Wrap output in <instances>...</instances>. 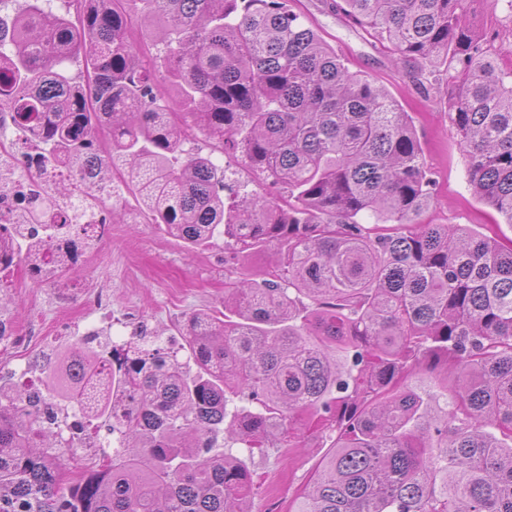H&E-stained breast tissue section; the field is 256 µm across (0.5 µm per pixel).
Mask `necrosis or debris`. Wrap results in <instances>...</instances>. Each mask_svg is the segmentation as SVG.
Listing matches in <instances>:
<instances>
[{"instance_id": "obj_1", "label": "necrosis or debris", "mask_w": 512, "mask_h": 512, "mask_svg": "<svg viewBox=\"0 0 512 512\" xmlns=\"http://www.w3.org/2000/svg\"><path fill=\"white\" fill-rule=\"evenodd\" d=\"M47 153L40 136L18 128L11 112L0 113V236L16 243L28 239L25 200L39 196L53 202L59 240L85 245L101 237L111 186L92 185L86 167L75 158L50 161ZM63 180L69 191L59 197L54 187Z\"/></svg>"}]
</instances>
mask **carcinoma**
<instances>
[{"instance_id":"obj_1","label":"carcinoma","mask_w":512,"mask_h":512,"mask_svg":"<svg viewBox=\"0 0 512 512\" xmlns=\"http://www.w3.org/2000/svg\"><path fill=\"white\" fill-rule=\"evenodd\" d=\"M42 2L0 16V107L54 152H94L107 127L95 175L121 160L155 223L280 258L225 282L223 317L188 319L185 361L142 336L121 356L73 350L43 391L0 386V512H252L253 481L219 439L261 451L301 418L336 439L291 512H512V244L424 221L436 181L398 102L288 0H140L159 75L124 0H73L74 21ZM466 3L335 7L400 65L454 62L449 115L474 194L512 224V67L492 50L512 28L463 26ZM187 122L288 199H236L224 169L183 153ZM31 249L39 277L79 257ZM61 402L117 441L66 488L83 438L65 435Z\"/></svg>"}]
</instances>
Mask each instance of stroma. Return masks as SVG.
I'll list each match as a JSON object with an SVG mask.
<instances>
[{
  "label": "stroma",
  "mask_w": 512,
  "mask_h": 512,
  "mask_svg": "<svg viewBox=\"0 0 512 512\" xmlns=\"http://www.w3.org/2000/svg\"><path fill=\"white\" fill-rule=\"evenodd\" d=\"M289 4L352 70L375 78L411 116L426 165L438 183L429 220L462 224L501 242L512 240V224L494 223L489 206L468 182L465 159L448 118L445 80L418 84L410 67L396 64L377 39L337 13L331 0H289ZM183 148L211 157L240 191L259 188L277 199L286 194L284 185L259 183L240 158L222 154L204 135L185 141ZM125 171L121 165L105 174L112 182L117 218L108 220L106 233L64 278L35 280L23 263L7 273V302L0 318L26 333L0 341V384L16 385L14 371L19 367L27 369L34 383H42L47 367L64 353L85 346L91 329L97 331L98 343L116 347L144 335L158 336L179 346L180 358H187L181 347L184 322L195 313L223 311L224 283L240 270L258 274L274 263L270 248L231 258L220 236L200 247L188 246L164 225L153 223L124 180ZM330 445V440L315 437L309 429L296 448L277 442L252 452L243 444H233V454L254 475L253 512H289Z\"/></svg>",
  "instance_id": "1"
}]
</instances>
